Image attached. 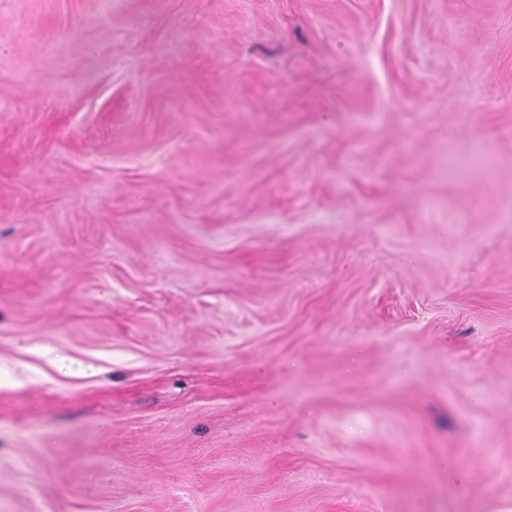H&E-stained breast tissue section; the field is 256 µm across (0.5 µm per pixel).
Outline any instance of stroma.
<instances>
[{
	"mask_svg": "<svg viewBox=\"0 0 512 512\" xmlns=\"http://www.w3.org/2000/svg\"><path fill=\"white\" fill-rule=\"evenodd\" d=\"M512 508V0H0V512Z\"/></svg>",
	"mask_w": 512,
	"mask_h": 512,
	"instance_id": "stroma-1",
	"label": "stroma"
}]
</instances>
